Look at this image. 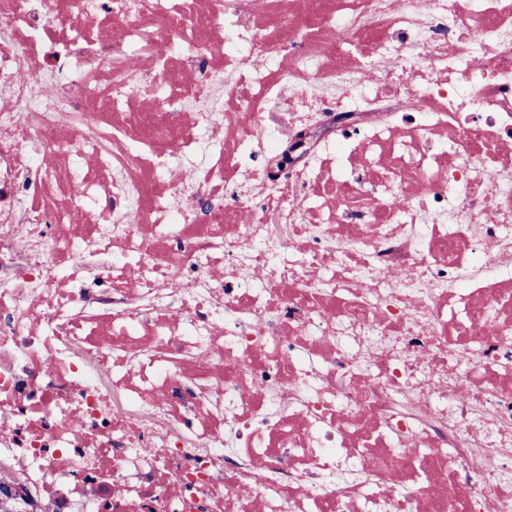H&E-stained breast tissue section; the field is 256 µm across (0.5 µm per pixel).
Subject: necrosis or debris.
<instances>
[{
    "instance_id": "1",
    "label": "necrosis or debris",
    "mask_w": 512,
    "mask_h": 512,
    "mask_svg": "<svg viewBox=\"0 0 512 512\" xmlns=\"http://www.w3.org/2000/svg\"><path fill=\"white\" fill-rule=\"evenodd\" d=\"M0 463L512 512V0H0Z\"/></svg>"
}]
</instances>
